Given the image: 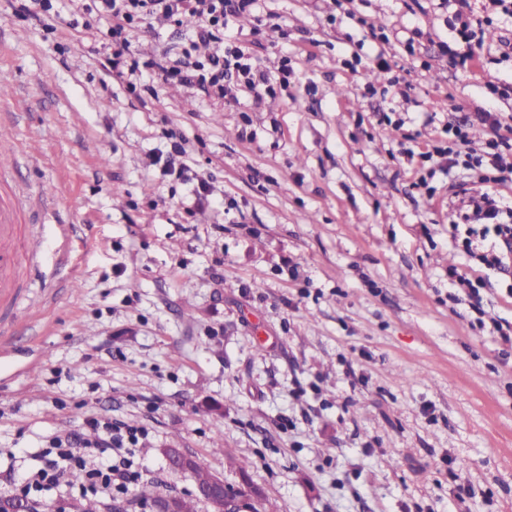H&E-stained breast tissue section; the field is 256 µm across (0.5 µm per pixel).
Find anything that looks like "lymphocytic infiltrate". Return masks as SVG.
I'll return each instance as SVG.
<instances>
[{
    "label": "lymphocytic infiltrate",
    "mask_w": 512,
    "mask_h": 512,
    "mask_svg": "<svg viewBox=\"0 0 512 512\" xmlns=\"http://www.w3.org/2000/svg\"><path fill=\"white\" fill-rule=\"evenodd\" d=\"M73 13L91 15L106 21L102 37L110 50L111 69L127 72L129 89H136L144 75L170 82L191 72L196 84L207 89L217 101L233 100L239 88H248L256 96L270 95L275 85H287L290 70L280 65L277 75H269L243 49L229 31L233 16L254 12L260 0H70ZM163 15L173 24L183 16L196 17V39L182 46L174 62L141 61L131 51V39L150 18ZM220 43L221 54L196 55V40ZM497 127V113L476 112L442 130L439 146L421 153L422 162L432 169L446 171L453 167L477 170L482 182H490L491 172L503 171V156L498 141H487L481 149L470 146L469 129L474 124ZM451 238L470 260L489 269L512 267V208L503 207L490 192L470 196L456 223L450 224ZM97 433L95 439L71 431L54 434L42 454L41 467L26 476L14 469L0 471V485L10 496L33 499L36 492L55 489L63 493L79 490L107 500L127 495L130 485L143 472L141 449L149 432L141 426L112 421L106 416L87 418Z\"/></svg>",
    "instance_id": "lymphocytic-infiltrate-1"
}]
</instances>
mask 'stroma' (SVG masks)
Returning a JSON list of instances; mask_svg holds the SVG:
<instances>
[{
    "mask_svg": "<svg viewBox=\"0 0 512 512\" xmlns=\"http://www.w3.org/2000/svg\"><path fill=\"white\" fill-rule=\"evenodd\" d=\"M17 7L0 0L11 178L55 202L31 226L44 272L0 319V467L28 471L51 434L109 416L148 428L142 477L164 492L194 490L162 454L180 448L278 512H512V345L492 327L512 325V277L448 233L461 171L416 186L463 116L500 117L474 148L512 143V97L492 91L512 83V20L462 65L442 50L446 0H263L233 30L268 70L288 58L290 84L217 105L177 81L133 94L70 13ZM192 30L155 19L132 52ZM357 54L404 84L352 70ZM174 135L181 176L164 171ZM202 180L210 204L185 210ZM452 267L489 280L483 316L449 299Z\"/></svg>",
    "mask_w": 512,
    "mask_h": 512,
    "instance_id": "obj_1",
    "label": "stroma"
}]
</instances>
